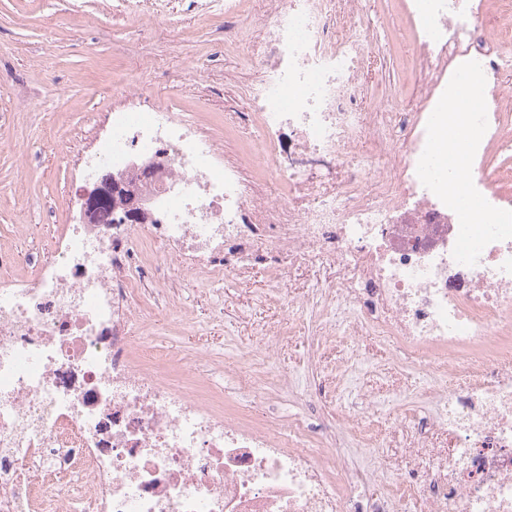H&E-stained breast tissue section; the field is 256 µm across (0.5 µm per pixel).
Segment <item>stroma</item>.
I'll list each match as a JSON object with an SVG mask.
<instances>
[{"mask_svg": "<svg viewBox=\"0 0 512 512\" xmlns=\"http://www.w3.org/2000/svg\"><path fill=\"white\" fill-rule=\"evenodd\" d=\"M146 0H0V248L40 256L50 252L61 225L77 222L85 184L81 156L107 133L110 113L165 106L195 122L247 183L276 197L277 180L245 166L259 140L248 119L259 64L248 47L271 18L262 8L239 17L240 41L224 36V15H198L193 0H170V23L156 28L141 17ZM395 0H365L379 53L368 68L367 109L383 111L410 93L412 49ZM281 289L263 266L249 277L227 276L193 287L153 283L133 299L174 301L183 315L157 323L150 339L171 353L206 362V389L224 403L257 416L332 421L365 413L368 397L348 406L338 397L271 391L254 396L237 370L240 352L289 314ZM222 318H214V309Z\"/></svg>", "mask_w": 512, "mask_h": 512, "instance_id": "1", "label": "stroma"}]
</instances>
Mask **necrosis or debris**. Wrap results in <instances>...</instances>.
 I'll use <instances>...</instances> for the list:
<instances>
[{"label": "necrosis or debris", "mask_w": 512, "mask_h": 512, "mask_svg": "<svg viewBox=\"0 0 512 512\" xmlns=\"http://www.w3.org/2000/svg\"><path fill=\"white\" fill-rule=\"evenodd\" d=\"M251 95L261 139L251 160L282 186L263 202L239 166L165 108L116 112L112 137L84 159L138 181L128 156L164 154L143 184L153 221L65 224L50 256L0 251V512H512V0H400L413 48V111L363 109L372 50L356 0H266ZM480 97L454 178L431 151L451 89ZM483 214L462 220V201ZM177 266L164 278L275 283L316 268L346 330L385 339L431 368L432 419L397 427L403 465L360 497L369 468L304 420L224 409L195 389L196 361L154 350L135 307L140 242ZM24 269L13 277L14 269ZM273 326L247 365L257 395L273 375Z\"/></svg>", "instance_id": "4bbe7bcc"}]
</instances>
